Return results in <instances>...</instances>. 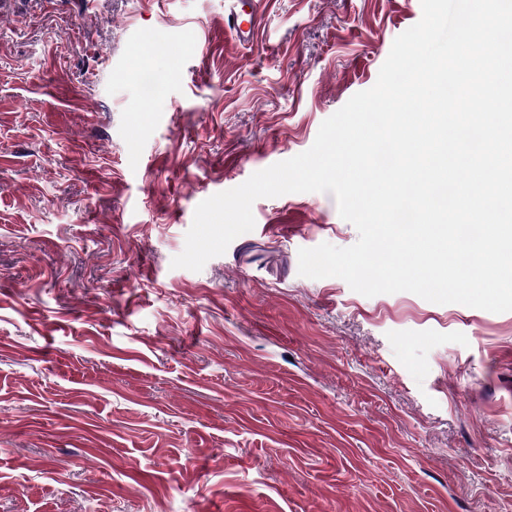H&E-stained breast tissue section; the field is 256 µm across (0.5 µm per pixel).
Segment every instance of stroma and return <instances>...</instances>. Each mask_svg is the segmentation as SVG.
Segmentation results:
<instances>
[{
  "instance_id": "35a3bbf8",
  "label": "stroma",
  "mask_w": 512,
  "mask_h": 512,
  "mask_svg": "<svg viewBox=\"0 0 512 512\" xmlns=\"http://www.w3.org/2000/svg\"><path fill=\"white\" fill-rule=\"evenodd\" d=\"M224 7H0V512H512V311L300 276L358 240L329 192L171 266L421 0H264L252 49Z\"/></svg>"
}]
</instances>
